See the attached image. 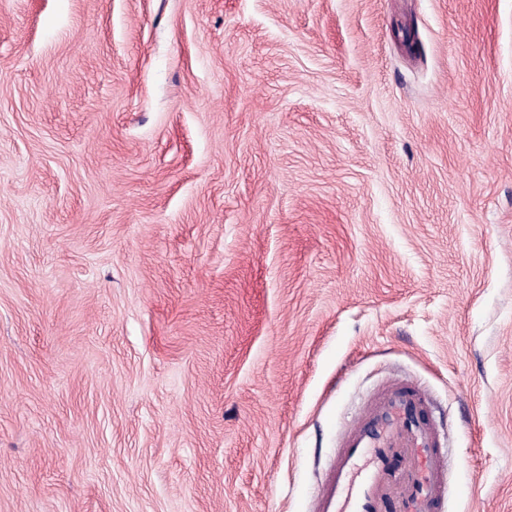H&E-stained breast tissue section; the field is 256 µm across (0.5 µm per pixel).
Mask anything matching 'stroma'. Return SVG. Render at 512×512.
I'll use <instances>...</instances> for the list:
<instances>
[{
    "instance_id": "35a3bbf8",
    "label": "stroma",
    "mask_w": 512,
    "mask_h": 512,
    "mask_svg": "<svg viewBox=\"0 0 512 512\" xmlns=\"http://www.w3.org/2000/svg\"><path fill=\"white\" fill-rule=\"evenodd\" d=\"M406 378L512 512V0H0V512H311Z\"/></svg>"
}]
</instances>
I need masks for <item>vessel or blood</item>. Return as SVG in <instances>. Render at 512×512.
I'll use <instances>...</instances> for the list:
<instances>
[{
  "label": "vessel or blood",
  "instance_id": "vessel-or-blood-1",
  "mask_svg": "<svg viewBox=\"0 0 512 512\" xmlns=\"http://www.w3.org/2000/svg\"><path fill=\"white\" fill-rule=\"evenodd\" d=\"M443 437L425 391L385 387L343 434L312 512H443Z\"/></svg>",
  "mask_w": 512,
  "mask_h": 512
}]
</instances>
